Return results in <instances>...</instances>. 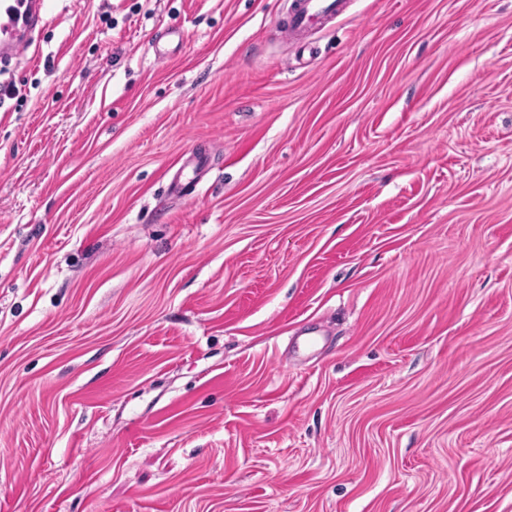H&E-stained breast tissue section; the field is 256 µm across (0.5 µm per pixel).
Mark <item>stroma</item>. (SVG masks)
<instances>
[{
	"mask_svg": "<svg viewBox=\"0 0 512 512\" xmlns=\"http://www.w3.org/2000/svg\"><path fill=\"white\" fill-rule=\"evenodd\" d=\"M44 2L0 512H512V0ZM346 5V0H292L283 33L290 39L302 40L341 15Z\"/></svg>",
	"mask_w": 512,
	"mask_h": 512,
	"instance_id": "obj_1",
	"label": "stroma"
}]
</instances>
